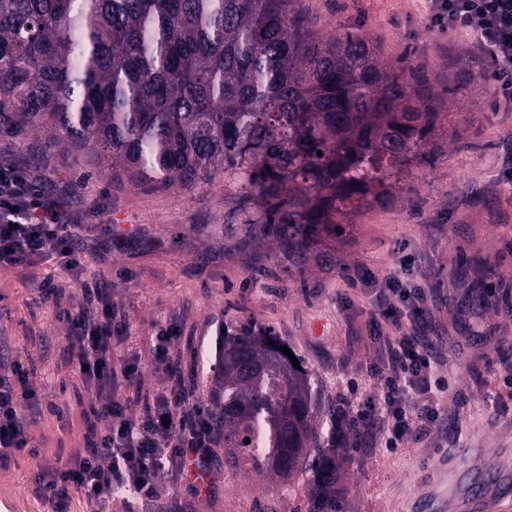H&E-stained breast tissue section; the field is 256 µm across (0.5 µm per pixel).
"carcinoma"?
Masks as SVG:
<instances>
[{
	"instance_id": "cac0c4a2",
	"label": "carcinoma",
	"mask_w": 512,
	"mask_h": 512,
	"mask_svg": "<svg viewBox=\"0 0 512 512\" xmlns=\"http://www.w3.org/2000/svg\"><path fill=\"white\" fill-rule=\"evenodd\" d=\"M437 122L367 39L316 37L293 0H0V132L90 146L134 184L222 172L284 251L393 197ZM280 346L224 335L225 461L310 472L325 492L308 512H336L335 448Z\"/></svg>"
}]
</instances>
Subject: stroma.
<instances>
[{"label":"stroma","instance_id":"1","mask_svg":"<svg viewBox=\"0 0 512 512\" xmlns=\"http://www.w3.org/2000/svg\"><path fill=\"white\" fill-rule=\"evenodd\" d=\"M298 8L319 38H367L385 66L420 82L439 114L430 163L402 178L389 202L323 231L308 251L286 256L276 238L250 230V213H232L235 190L220 174L191 188L134 185L114 178L92 148L54 146L26 130L0 133V154L77 199L85 258L129 329L114 357L134 359L142 372L124 392L134 413L161 382L211 403L217 348L241 326L278 337L301 360L314 413L342 404L352 379L359 395H372L374 296L356 276L400 269L417 280L432 316L420 335L435 344L449 380L448 421L415 430L395 453L368 440L343 444L335 477L341 512H425L419 494L450 450L512 449V391L497 374L512 364V110L479 78L470 41L433 27L422 0H298ZM479 292L485 303H475ZM95 298L50 261L0 269V346L21 354L60 409L41 410L32 427L48 456L92 447L102 429L67 338L69 318ZM165 324L178 336L158 367L153 337ZM215 448L217 491L200 500L176 489L184 512H307L308 474L232 467L223 443ZM37 463L22 451L0 467V497L13 512L48 510L32 492ZM171 498L152 501V512H168Z\"/></svg>","mask_w":512,"mask_h":512}]
</instances>
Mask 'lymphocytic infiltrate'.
I'll list each match as a JSON object with an SVG mask.
<instances>
[{
  "instance_id": "lymphocytic-infiltrate-1",
  "label": "lymphocytic infiltrate",
  "mask_w": 512,
  "mask_h": 512,
  "mask_svg": "<svg viewBox=\"0 0 512 512\" xmlns=\"http://www.w3.org/2000/svg\"><path fill=\"white\" fill-rule=\"evenodd\" d=\"M431 25L472 37L485 75L494 81L507 108H512V0H426ZM74 200L48 188L26 167L0 162V267L37 264L55 258L74 281L88 283L93 274L84 263L78 232L67 219ZM377 312L399 325V302H409L413 324L425 323L429 310L423 289L398 274L384 277L375 290ZM127 333L110 295L99 291L97 302L80 307L68 322L77 371L95 391L105 430L94 447L76 449L69 457H48L38 465L35 493L51 512H70L74 496L105 508L116 492L142 500L159 498L167 489L191 486L195 472L210 476L215 441V413L178 387L157 389L140 415L129 414L119 395L121 380L137 376L136 364L115 366L112 339ZM381 351L370 368L376 394L350 399V428L374 437L387 451L404 447L416 425L441 421L442 395L448 384L438 377L433 344L417 345L407 336L375 338ZM41 394L30 381L19 354L0 353V463L31 442L32 411L41 409Z\"/></svg>"
}]
</instances>
